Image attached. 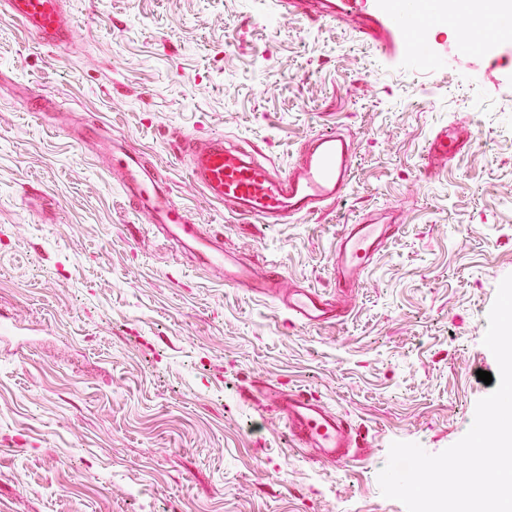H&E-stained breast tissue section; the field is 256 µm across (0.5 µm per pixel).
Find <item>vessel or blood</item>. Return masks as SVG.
Wrapping results in <instances>:
<instances>
[{"label":"vessel or blood","instance_id":"1","mask_svg":"<svg viewBox=\"0 0 512 512\" xmlns=\"http://www.w3.org/2000/svg\"><path fill=\"white\" fill-rule=\"evenodd\" d=\"M67 0H0V12L23 23L39 43L54 44L69 29ZM423 9L421 0H409L404 10L389 18L390 31L408 37ZM469 125L457 122L431 138L428 156L440 161L461 155L472 144ZM355 146L342 132L323 131L313 136L288 170L262 160L253 143H233L216 134H202L188 142L190 171L208 196L224 202L233 213L261 223L285 224L333 206L346 194ZM117 163L125 172L124 189L137 205L159 224L166 236L198 251L205 264L223 270L226 285L277 297L291 319L304 326L335 323L336 305L313 288L284 289L279 275L257 277L253 269L234 259L217 236L187 210L173 205L168 191L145 179L129 155ZM397 230L371 217L344 225L336 239L333 278L338 291L358 286L375 256L385 250ZM267 399L286 419L289 430L320 461L338 464L351 458L355 446L347 422L315 397L302 391L269 389Z\"/></svg>","mask_w":512,"mask_h":512}]
</instances>
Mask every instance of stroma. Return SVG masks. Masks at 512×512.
I'll return each instance as SVG.
<instances>
[{
    "mask_svg": "<svg viewBox=\"0 0 512 512\" xmlns=\"http://www.w3.org/2000/svg\"><path fill=\"white\" fill-rule=\"evenodd\" d=\"M70 41L0 15V512H407L382 496L392 442L437 454L497 373L484 345L512 274V36L449 72L415 65L380 0H69ZM457 121L476 143L426 161ZM100 127L174 205L257 274L333 295L336 323L289 321L131 208ZM354 137L347 195L288 224L242 221L194 181L181 140L221 134L287 168ZM371 215L396 237L336 291V237ZM343 415L360 456L293 441L264 397Z\"/></svg>",
    "mask_w": 512,
    "mask_h": 512,
    "instance_id": "stroma-1",
    "label": "stroma"
}]
</instances>
